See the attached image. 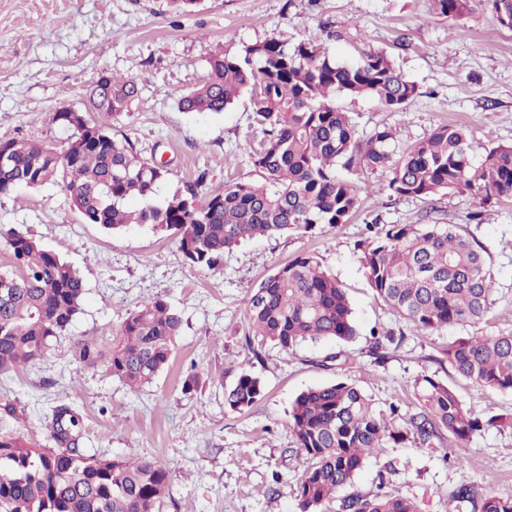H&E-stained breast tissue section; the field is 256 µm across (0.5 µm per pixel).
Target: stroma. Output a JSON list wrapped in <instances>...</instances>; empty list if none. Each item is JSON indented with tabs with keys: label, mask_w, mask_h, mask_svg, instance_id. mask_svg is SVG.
I'll return each mask as SVG.
<instances>
[{
	"label": "stroma",
	"mask_w": 512,
	"mask_h": 512,
	"mask_svg": "<svg viewBox=\"0 0 512 512\" xmlns=\"http://www.w3.org/2000/svg\"><path fill=\"white\" fill-rule=\"evenodd\" d=\"M323 27L332 33L326 47L336 59L386 51L419 88L398 111L369 97L337 95L358 138L392 126L403 147L455 124L483 144L512 145V30L485 12L448 21L434 14L431 0H199L188 15L169 0H0V140L60 142L51 114L84 110L89 84L107 70L144 82L130 117L112 131L170 160L172 175L160 196L202 170L214 189L258 181L250 154L261 134L251 123L249 97L216 116L180 111L174 92L200 82L216 50L233 52L271 36L293 43ZM389 178L383 168L356 175L360 206L350 223L244 241L214 272L187 265L173 238L150 227L110 233L83 223L59 185L0 196V227L28 229L85 285L80 314L47 358L0 377V403L69 401L83 415L88 453L132 452L165 463L172 482L162 512H299L291 482L303 461L293 450L288 412L301 392L319 385L346 381L377 408L395 404L410 413L418 404L415 381L429 375L454 387L479 417L512 414V392L480 388L438 362L452 339L512 332V202L484 207L478 196L448 190L426 200L399 197L385 193ZM478 210L476 223L470 215ZM372 222L455 224L475 237L496 282L487 316L430 336L407 330L369 287L359 261L358 243ZM302 253L315 255L346 287L357 335L291 353L267 345L254 358L244 342L246 301ZM156 296L180 313L182 329L168 369L152 384L134 391L106 369L72 363L75 339L110 341L130 312ZM382 328L403 330L404 339L378 364L368 346L372 331ZM331 353L338 361L323 366ZM244 371L261 380L263 395L237 412L225 406L224 390ZM191 373L198 387L189 397L182 385ZM277 473L286 485L276 486ZM381 483L415 499L420 512H447L450 492L463 484L512 495V429L477 433L461 452L437 440L389 446L367 458L352 489L340 494L372 493Z\"/></svg>",
	"instance_id": "stroma-1"
}]
</instances>
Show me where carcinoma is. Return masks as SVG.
<instances>
[{
    "label": "carcinoma",
    "instance_id": "obj_1",
    "mask_svg": "<svg viewBox=\"0 0 512 512\" xmlns=\"http://www.w3.org/2000/svg\"><path fill=\"white\" fill-rule=\"evenodd\" d=\"M434 13L461 20L482 9L492 22L512 29V0H431ZM143 87L135 78L102 71L88 90L84 112H55L51 122L67 133L57 146L29 139L0 140V196L19 188L62 184L70 206L86 224L119 230L147 225L174 237L184 261L215 271L224 252L246 239L294 233L349 222L360 188L350 175L388 168L386 189L399 197L427 199L442 190L480 197L481 203L512 201V145L488 147L462 126L443 125L403 150L390 127L359 139L338 94L368 96L397 111L418 95L384 51L355 62L333 58L320 33L288 43L269 37L233 53L214 52L207 75L177 95L183 112L221 114L247 94L252 124L263 137L251 162L262 182H226L207 188V172L158 198L170 172L147 158L112 125L131 114ZM482 156L474 164L476 155ZM142 206L131 208L128 201ZM359 244L361 264L376 294L416 333L482 320L495 281L483 246L453 224L367 225ZM5 237L14 270L0 272V375L43 361L54 339L80 313L82 278L59 254L28 231L11 227ZM245 341L292 351L305 342H347L356 327L346 289L310 254L297 255L263 279L246 304ZM182 320L160 297L144 301L102 345L77 339L73 360L83 368L106 367L132 389L153 383L172 359ZM377 359L394 343L393 332L372 333ZM440 362L483 389L512 392V333L466 336L448 342ZM418 410H378L352 383L337 381L300 393L288 412L295 452L304 459L296 481L299 512H329L336 492L354 483L365 460L390 444H429L448 437L457 448L489 427L509 424L505 415L482 419L456 391L425 376L416 383ZM261 380L242 372L224 392L233 410L261 398ZM46 443L26 437L14 404H0V512H161L171 474L156 459L89 454L80 410L59 401L36 411ZM472 512H512V495L461 485L448 503ZM342 512H418L404 496L380 490L341 500Z\"/></svg>",
    "mask_w": 512,
    "mask_h": 512
}]
</instances>
